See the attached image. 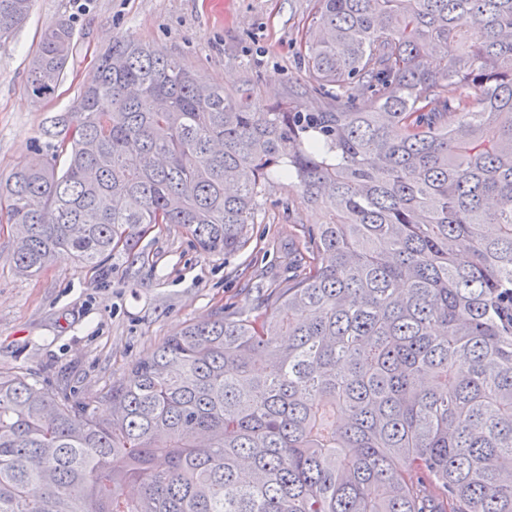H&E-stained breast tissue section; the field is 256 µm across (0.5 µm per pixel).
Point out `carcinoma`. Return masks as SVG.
Here are the masks:
<instances>
[{
	"label": "carcinoma",
	"mask_w": 512,
	"mask_h": 512,
	"mask_svg": "<svg viewBox=\"0 0 512 512\" xmlns=\"http://www.w3.org/2000/svg\"><path fill=\"white\" fill-rule=\"evenodd\" d=\"M34 4L0 0V48ZM316 4L275 105L115 37L0 180L25 276L151 224L237 252L273 173L328 212L258 314L187 324L94 398L0 372V512H512V0ZM73 50L44 33L34 97Z\"/></svg>",
	"instance_id": "carcinoma-1"
}]
</instances>
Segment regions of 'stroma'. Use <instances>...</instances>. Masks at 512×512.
<instances>
[{"instance_id": "stroma-1", "label": "stroma", "mask_w": 512, "mask_h": 512, "mask_svg": "<svg viewBox=\"0 0 512 512\" xmlns=\"http://www.w3.org/2000/svg\"><path fill=\"white\" fill-rule=\"evenodd\" d=\"M316 0H36L0 49V177L29 164L51 117L67 111L100 52L128 34L178 56L210 82L250 85L264 103L301 83L298 50ZM66 20L75 48L55 94L32 98L28 64L41 32ZM287 180L265 187L264 204L239 252L204 255L176 224L153 226L137 259L116 253L98 271L61 254L38 275L15 272L14 230L0 224V372H24L81 399L122 382L133 362L191 322L224 306L250 313L259 285L284 275L281 244L300 225L324 223Z\"/></svg>"}]
</instances>
